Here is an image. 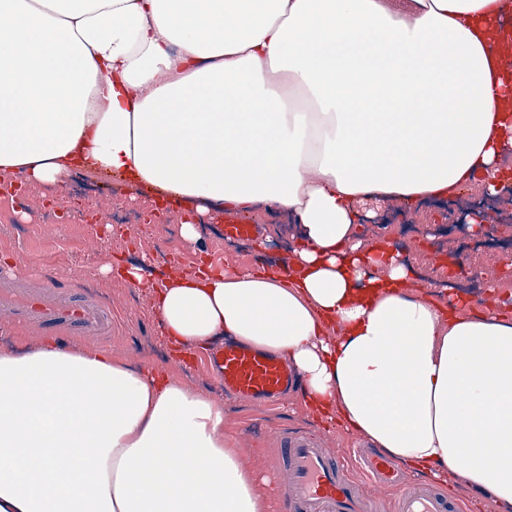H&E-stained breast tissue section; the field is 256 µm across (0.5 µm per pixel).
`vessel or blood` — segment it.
Instances as JSON below:
<instances>
[{"mask_svg": "<svg viewBox=\"0 0 512 512\" xmlns=\"http://www.w3.org/2000/svg\"><path fill=\"white\" fill-rule=\"evenodd\" d=\"M0 320L12 326L38 325L46 335L107 333L112 312L82 294L51 285L21 288L0 271ZM200 361L218 372L224 388L246 400L276 404L295 382L291 367L269 354L230 343L203 352ZM281 463L288 473L284 512H373V501L349 474L344 462L326 454L317 442L302 434L280 437ZM373 483L397 486V512H451V502L430 486L403 484L391 461L381 456L366 460Z\"/></svg>", "mask_w": 512, "mask_h": 512, "instance_id": "vessel-or-blood-1", "label": "vessel or blood"}]
</instances>
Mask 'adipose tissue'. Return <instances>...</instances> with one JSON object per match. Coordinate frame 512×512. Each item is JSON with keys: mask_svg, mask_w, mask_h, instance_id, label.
<instances>
[{"mask_svg": "<svg viewBox=\"0 0 512 512\" xmlns=\"http://www.w3.org/2000/svg\"><path fill=\"white\" fill-rule=\"evenodd\" d=\"M512 0H0V178L82 168L301 227L280 270L170 276L165 340L285 359L306 405L512 512V319L445 315L356 226L506 188ZM224 403L111 351L0 353V512H266Z\"/></svg>", "mask_w": 512, "mask_h": 512, "instance_id": "obj_1", "label": "adipose tissue"}]
</instances>
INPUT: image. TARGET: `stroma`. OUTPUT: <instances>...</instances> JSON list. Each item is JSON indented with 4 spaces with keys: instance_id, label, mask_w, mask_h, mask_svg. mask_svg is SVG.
<instances>
[{
    "instance_id": "stroma-1",
    "label": "stroma",
    "mask_w": 512,
    "mask_h": 512,
    "mask_svg": "<svg viewBox=\"0 0 512 512\" xmlns=\"http://www.w3.org/2000/svg\"><path fill=\"white\" fill-rule=\"evenodd\" d=\"M480 194V187H473L469 194L459 195L451 208L427 202L407 210L393 201H371L367 207L375 221L361 225L360 233L366 244L384 240L404 248L414 270L425 275L429 267L424 264V257L432 255L454 264L461 245L469 239L457 226L460 214L468 208L470 197ZM59 204L84 211L91 218L120 209L129 213L130 221L120 227L92 221L56 223L49 212ZM189 216L186 210L156 209L154 198L134 196L123 180L108 174L91 173L80 182L66 177L51 186L32 185L24 208L0 202V267L10 264L14 253H25L31 260L23 266V279L32 281L38 272L51 271L58 286L70 290L80 287L79 281L71 278V271L85 269L91 289L112 309L111 335L88 337V344L112 350L136 366L161 364L177 368L179 376L191 386L223 400L224 435L235 440L246 464L267 479L261 492L267 498L269 512H283L278 464L279 437L286 430L312 432L328 453L348 456L351 476L367 483L363 459L372 450L368 442L311 412L295 395L284 396L272 408L247 403L225 393L217 377L196 366L193 360L176 362L173 348L160 335L147 289L103 272V265L109 263H119L124 269L137 263L144 266L146 278L156 284L172 275L193 274L206 254L207 244L213 240L212 225L223 223L225 215L213 211L203 216L200 237L193 242L179 233ZM246 221L261 227L272 245L261 252L249 246L224 245L225 271L267 267L286 259L288 246L298 241V228L287 218L272 224L264 215L252 214ZM169 227L175 229V237H167L165 230ZM495 256L492 250L477 254L483 271L494 277V288L469 295L453 292L457 311L475 314L492 306L512 318V270L496 261Z\"/></svg>"
}]
</instances>
